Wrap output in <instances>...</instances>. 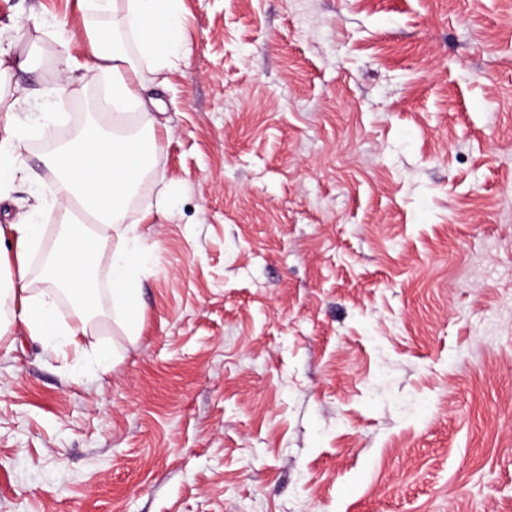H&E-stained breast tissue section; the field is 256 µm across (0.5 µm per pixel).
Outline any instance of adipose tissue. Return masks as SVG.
I'll return each mask as SVG.
<instances>
[{"label":"adipose tissue","instance_id":"ef3b65f1","mask_svg":"<svg viewBox=\"0 0 512 512\" xmlns=\"http://www.w3.org/2000/svg\"><path fill=\"white\" fill-rule=\"evenodd\" d=\"M180 0H125L117 25L137 44L140 55L156 71L171 69L185 50ZM85 35L98 59L97 72L112 82L113 126H123L124 106L138 102L140 87L131 77L134 61L116 46L110 31L88 27ZM45 163L55 177V194L62 203L61 232L48 252L33 287L29 255L42 238L51 211L36 208L29 219L0 225V270L13 276L0 281V319L7 317L29 338L59 352L88 354L83 342L102 313L92 274L109 259L111 321L124 336L140 334V305L136 288L140 256L134 227L124 225L123 209L151 167L143 143L115 134L83 136L51 151ZM122 248L106 253L109 236ZM67 302L72 320H58L60 302Z\"/></svg>","mask_w":512,"mask_h":512}]
</instances>
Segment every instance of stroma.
Here are the masks:
<instances>
[{
  "label": "stroma",
  "instance_id": "obj_1",
  "mask_svg": "<svg viewBox=\"0 0 512 512\" xmlns=\"http://www.w3.org/2000/svg\"><path fill=\"white\" fill-rule=\"evenodd\" d=\"M98 0H0V138L110 124ZM142 68L156 131L125 218L141 330L113 370L0 336V512H512V0H182Z\"/></svg>",
  "mask_w": 512,
  "mask_h": 512
}]
</instances>
